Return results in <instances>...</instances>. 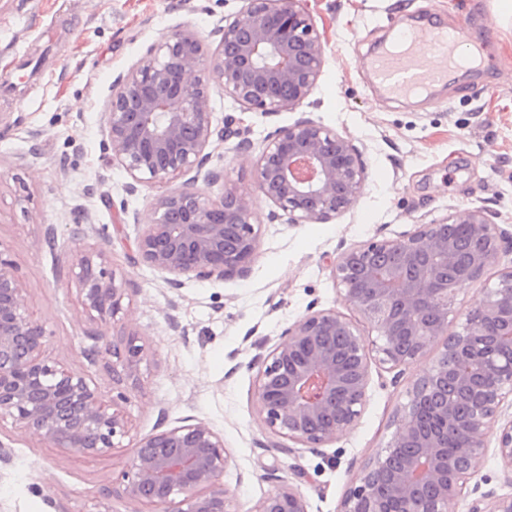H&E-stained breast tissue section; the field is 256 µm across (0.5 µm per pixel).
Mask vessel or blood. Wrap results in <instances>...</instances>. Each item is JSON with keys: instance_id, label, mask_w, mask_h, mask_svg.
I'll return each mask as SVG.
<instances>
[{"instance_id": "b4317fda", "label": "vessel or blood", "mask_w": 512, "mask_h": 512, "mask_svg": "<svg viewBox=\"0 0 512 512\" xmlns=\"http://www.w3.org/2000/svg\"><path fill=\"white\" fill-rule=\"evenodd\" d=\"M390 26L392 38L381 44L371 68L375 84L392 96H428L436 86L447 84L460 69H478L486 63V47L472 43L462 27L400 19L391 20ZM419 51L439 57L441 68L424 69L415 57Z\"/></svg>"}]
</instances>
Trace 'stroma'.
Instances as JSON below:
<instances>
[{
  "label": "stroma",
  "mask_w": 512,
  "mask_h": 512,
  "mask_svg": "<svg viewBox=\"0 0 512 512\" xmlns=\"http://www.w3.org/2000/svg\"><path fill=\"white\" fill-rule=\"evenodd\" d=\"M322 36L321 76L289 111L245 110L210 88L213 129L244 132L254 145L311 119L349 137L361 151L365 188L354 207L319 224L269 220L274 206L256 190L253 158L235 139L211 163L223 167L254 204L257 255L247 276L167 283L139 257L136 240L152 219L161 187L128 194V175L107 164L101 112L112 83L161 37L188 26L202 39L233 19L240 0H0V74L19 71L0 97V245L26 281L25 300L50 334L46 356L112 396L105 362L83 355L95 342L136 335L144 356L122 384L128 433L120 448L94 461L53 448L11 419L0 421V512H127L110 490L140 439L158 430L208 423L230 461L221 481L236 512H252L275 492L290 467L305 469L308 512H341L350 481L392 437L397 409L442 352L435 344L402 375L370 365L366 405L357 426L320 451L276 448L256 412V369L282 332L308 309L343 311L331 276L338 256L373 238L397 239L449 211L483 207L512 234V26L493 0H305ZM431 10L448 25L468 24L492 53L489 69L458 77L429 104L395 103L376 91L366 51L378 20ZM92 196H85L86 188ZM88 211L82 248L104 251L117 281L130 283L124 310L92 322L77 285L57 279L74 255L75 208ZM55 229L54 244L43 239Z\"/></svg>",
  "instance_id": "stroma-1"
}]
</instances>
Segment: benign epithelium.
Returning <instances> with one entry per match:
<instances>
[{"mask_svg": "<svg viewBox=\"0 0 512 512\" xmlns=\"http://www.w3.org/2000/svg\"><path fill=\"white\" fill-rule=\"evenodd\" d=\"M233 20L211 31V49L188 28L149 46L112 83L101 118L109 161L140 186L180 187L162 194L153 220L138 236L143 262L181 284L246 274L256 256L259 226L250 197L224 183L212 199L198 181L214 184L209 88L213 83L247 110L299 106L317 83L321 34L304 0H243ZM258 192L293 224H316L352 208L365 185L361 154L350 140L311 119L264 140L254 161ZM505 232L485 209L450 213L401 239H373L344 251L332 269L342 303L376 333L363 336L334 309L310 311L251 365L256 415L270 434L315 450L352 430L362 416L370 363L407 367L440 337L444 351L408 391L395 432L361 470L342 512H448L465 496L490 440L503 471L512 474V420L499 424L512 398V268L482 288L464 313L455 309L463 286L498 262ZM74 280L83 309L100 322L121 310L126 284L116 283L104 252H76L59 268ZM27 285L0 248V420L10 418L35 438L65 452L99 457L127 433L119 392L107 401L86 378L44 356L49 333L25 304ZM457 322V329L448 326ZM92 363L107 356L112 383L135 376L143 357L137 338L84 351ZM230 460L224 438L207 423L166 428L142 438L118 476L119 494L141 512H235L220 477ZM294 478L262 498L253 512H307ZM469 512H512V494H482Z\"/></svg>", "mask_w": 512, "mask_h": 512, "instance_id": "1", "label": "benign epithelium"}]
</instances>
